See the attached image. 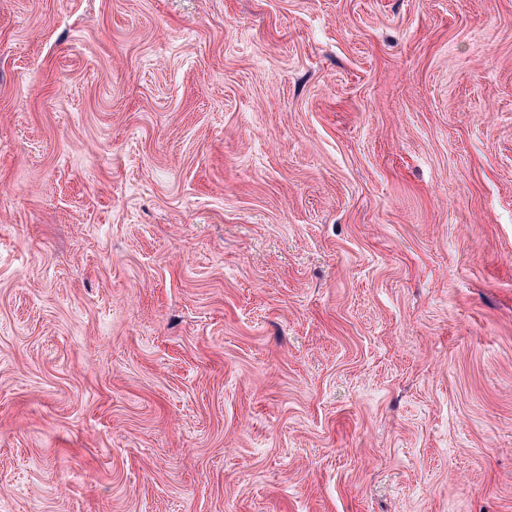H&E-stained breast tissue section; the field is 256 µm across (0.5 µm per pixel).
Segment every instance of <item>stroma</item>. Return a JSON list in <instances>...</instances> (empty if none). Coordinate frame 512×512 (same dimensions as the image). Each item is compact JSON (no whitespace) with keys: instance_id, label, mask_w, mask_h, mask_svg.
I'll list each match as a JSON object with an SVG mask.
<instances>
[{"instance_id":"1","label":"stroma","mask_w":512,"mask_h":512,"mask_svg":"<svg viewBox=\"0 0 512 512\" xmlns=\"http://www.w3.org/2000/svg\"><path fill=\"white\" fill-rule=\"evenodd\" d=\"M0 512H512V0H0Z\"/></svg>"}]
</instances>
